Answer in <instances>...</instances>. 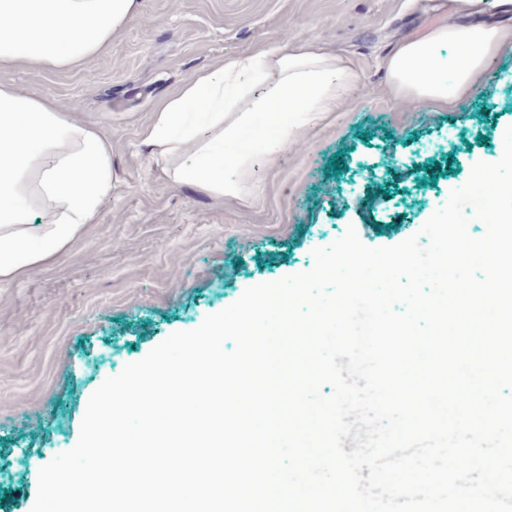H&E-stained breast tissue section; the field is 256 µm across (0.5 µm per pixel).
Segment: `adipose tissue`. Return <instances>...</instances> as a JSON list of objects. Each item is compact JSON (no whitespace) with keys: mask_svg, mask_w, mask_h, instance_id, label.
<instances>
[{"mask_svg":"<svg viewBox=\"0 0 512 512\" xmlns=\"http://www.w3.org/2000/svg\"><path fill=\"white\" fill-rule=\"evenodd\" d=\"M139 0H0V67L70 70L102 53ZM440 44L464 58L435 59ZM512 35L486 24L438 23L385 60L395 97L434 108L468 95ZM354 71L312 44L224 59L187 81L145 132L168 178L217 196L246 189L257 157L287 149L314 118L336 111ZM112 193V146L53 97L0 83V283L47 262L93 223Z\"/></svg>","mask_w":512,"mask_h":512,"instance_id":"1","label":"adipose tissue"}]
</instances>
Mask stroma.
Here are the masks:
<instances>
[{
  "label": "stroma",
  "instance_id": "obj_1",
  "mask_svg": "<svg viewBox=\"0 0 512 512\" xmlns=\"http://www.w3.org/2000/svg\"><path fill=\"white\" fill-rule=\"evenodd\" d=\"M447 19L465 21L448 0H140L75 69L0 68V83L60 100L112 144L93 224L0 285V512H31L40 468L77 443L106 378L246 288L310 270L348 227L371 247L402 242L494 159L512 125V53L447 110L390 92L383 60ZM287 41L357 73L341 107L259 159L240 196L171 182L142 140L158 105L224 58Z\"/></svg>",
  "mask_w": 512,
  "mask_h": 512
}]
</instances>
